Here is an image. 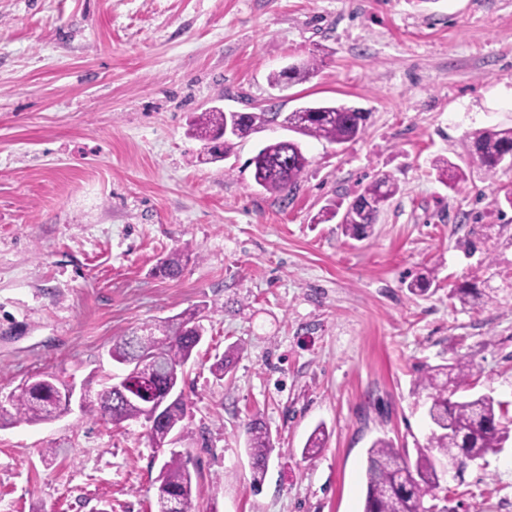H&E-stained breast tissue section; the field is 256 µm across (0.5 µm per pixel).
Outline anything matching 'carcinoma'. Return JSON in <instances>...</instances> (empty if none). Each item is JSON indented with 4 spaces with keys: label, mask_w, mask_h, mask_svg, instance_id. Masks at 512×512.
Listing matches in <instances>:
<instances>
[{
    "label": "carcinoma",
    "mask_w": 512,
    "mask_h": 512,
    "mask_svg": "<svg viewBox=\"0 0 512 512\" xmlns=\"http://www.w3.org/2000/svg\"><path fill=\"white\" fill-rule=\"evenodd\" d=\"M317 68V60L310 58L290 70H280L269 76L275 87L283 82L306 80ZM277 113H247L240 121L234 114L212 109L192 117L188 134L203 142L207 155L216 160L227 155L229 138H224L222 148H213L216 139L224 133L230 122L237 123L234 136L254 130L269 122ZM369 113L359 109L331 105H313L303 112H291L284 119L288 130L331 144L341 145L360 137L367 127ZM468 163L494 178L505 154L512 153V126L491 127L469 135ZM254 165V180L271 193H289L296 188L305 171L308 160L299 142L275 141L263 147L250 161ZM439 180L450 189L456 188L463 178V171L445 159L434 162ZM399 191L394 178L385 175L360 193L348 204L340 224L346 235L361 240L369 236L372 223L386 203ZM183 254L179 249L170 251L155 267V275L174 278L182 271ZM197 309L182 312L164 322L161 335L121 336L113 341L110 356L119 364L152 357L156 360L155 389L165 398L172 387L184 382L183 367L192 359L194 350L202 341L196 330L199 326ZM230 346L217 359L212 373L224 377L234 358ZM473 363L464 356L453 363L437 365L423 373L417 387L427 392L430 399L428 416L433 425L428 445L417 449L415 460L406 451L396 448L384 438H378L367 451L365 468L366 499L364 512H433L436 506H425V498H436L441 478L450 468L463 464L466 459L478 460L490 448H499L509 437V431L501 425L503 408H495L493 399L480 396L469 399L454 398L457 390L468 384L474 376ZM68 387L70 384L57 375L37 381L29 379L19 384L8 395L7 406H0V421L10 417L16 422L31 425L53 421L71 410ZM112 397V414L104 412V396ZM82 411L114 425L137 421L147 430L156 448L172 444V431L183 425L186 404L179 399L167 403L163 421L151 423L152 412L140 397H123L112 390L108 383L96 400H88ZM248 453L253 460V482L261 483L267 469L268 457L273 451L265 425L258 419L247 426ZM326 433L316 428L308 437L302 454L313 455L323 447ZM156 493L157 512H196L193 478L188 460L173 451L160 470Z\"/></svg>",
    "instance_id": "carcinoma-1"
}]
</instances>
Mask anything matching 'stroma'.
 Instances as JSON below:
<instances>
[{
	"instance_id": "35a3bbf8",
	"label": "stroma",
	"mask_w": 512,
	"mask_h": 512,
	"mask_svg": "<svg viewBox=\"0 0 512 512\" xmlns=\"http://www.w3.org/2000/svg\"><path fill=\"white\" fill-rule=\"evenodd\" d=\"M314 57L275 93L271 72ZM369 112L362 138H301L296 189L256 185L273 123L206 160L187 133L213 107ZM512 125V0H0V397L51 372L98 391L114 339L200 308L176 449L201 512H363L366 451L425 447L429 367L467 356V394L512 430V167L448 189L469 135ZM391 175L366 239L328 205ZM189 255L175 279L153 269ZM423 294L409 285L425 272ZM473 288L467 302L454 298ZM224 379L211 372L228 346ZM273 451L252 481L246 425ZM327 438L302 449L316 427ZM168 449L79 408L0 427V512H156ZM448 512H512V437L447 483Z\"/></svg>"
}]
</instances>
